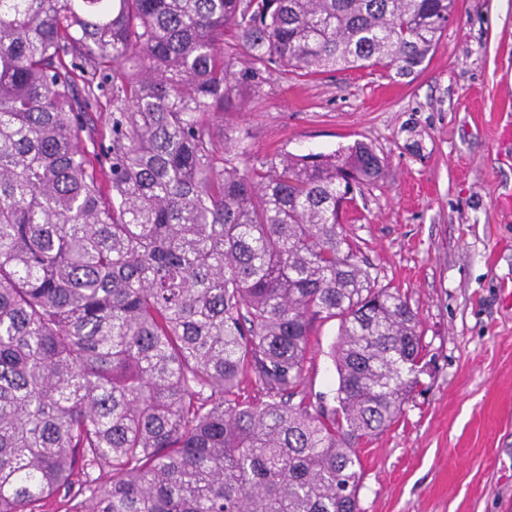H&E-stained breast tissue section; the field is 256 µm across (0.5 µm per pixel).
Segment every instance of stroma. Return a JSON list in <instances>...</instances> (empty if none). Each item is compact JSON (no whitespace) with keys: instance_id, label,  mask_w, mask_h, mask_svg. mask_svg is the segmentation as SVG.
<instances>
[{"instance_id":"35a3bbf8","label":"stroma","mask_w":512,"mask_h":512,"mask_svg":"<svg viewBox=\"0 0 512 512\" xmlns=\"http://www.w3.org/2000/svg\"><path fill=\"white\" fill-rule=\"evenodd\" d=\"M512 0H458L417 76L272 70L216 114L247 158L357 141L386 177L346 215L360 260L417 311L428 372L358 450L361 512H512ZM338 323L316 322L303 387L332 399Z\"/></svg>"}]
</instances>
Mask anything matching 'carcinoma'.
Instances as JSON below:
<instances>
[{
  "label": "carcinoma",
  "mask_w": 512,
  "mask_h": 512,
  "mask_svg": "<svg viewBox=\"0 0 512 512\" xmlns=\"http://www.w3.org/2000/svg\"><path fill=\"white\" fill-rule=\"evenodd\" d=\"M456 6L0 0V512H360L357 446L424 373L343 224L384 161L241 166L210 116L274 67L418 74ZM322 319L330 407L302 388Z\"/></svg>",
  "instance_id": "carcinoma-1"
}]
</instances>
